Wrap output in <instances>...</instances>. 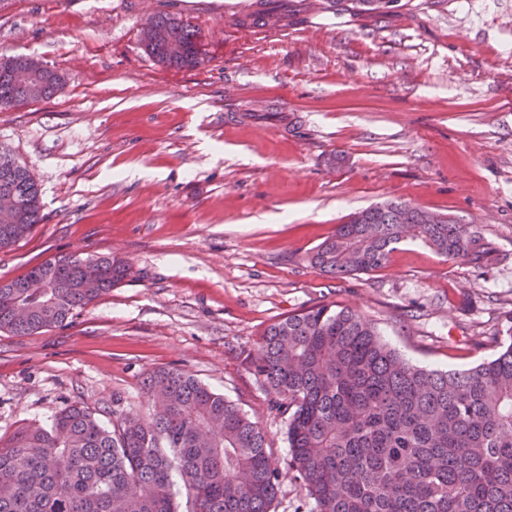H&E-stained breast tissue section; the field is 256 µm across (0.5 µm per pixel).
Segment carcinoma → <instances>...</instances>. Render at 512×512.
I'll return each instance as SVG.
<instances>
[{"label": "carcinoma", "instance_id": "carcinoma-1", "mask_svg": "<svg viewBox=\"0 0 512 512\" xmlns=\"http://www.w3.org/2000/svg\"><path fill=\"white\" fill-rule=\"evenodd\" d=\"M154 24L144 46L158 62L204 63L190 25L168 13ZM26 61L0 56V103L56 93L54 70L30 89L13 83ZM2 183L20 207L0 215V250L41 220L35 180L0 148ZM406 240L477 267L497 254L470 224L386 202L336 225L311 262L334 276L366 274ZM129 271L116 256L49 259L0 283V330L61 326ZM34 274L52 288L27 287ZM250 364L288 420V467L312 512H512V341L470 369L427 370L384 342L374 323L319 305L270 325ZM144 389L148 412L114 411L110 428L74 402L46 426L25 422L0 437V512H271L278 470L257 423L177 368L151 371Z\"/></svg>", "mask_w": 512, "mask_h": 512}]
</instances>
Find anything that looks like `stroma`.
<instances>
[{
  "mask_svg": "<svg viewBox=\"0 0 512 512\" xmlns=\"http://www.w3.org/2000/svg\"><path fill=\"white\" fill-rule=\"evenodd\" d=\"M0 0V55L41 59L63 85L0 109V148L39 187L42 221L0 251V281L68 254L131 272L61 326L0 330V437L83 402L104 424L146 412L173 367L263 429L274 512L307 500L285 464L286 420L250 368L266 328L319 304L352 309L411 363L464 370L512 337V0ZM169 13L202 66L149 54ZM387 200L492 240L487 268L403 243L384 267L324 274L314 248Z\"/></svg>",
  "mask_w": 512,
  "mask_h": 512,
  "instance_id": "35a3bbf8",
  "label": "stroma"
}]
</instances>
